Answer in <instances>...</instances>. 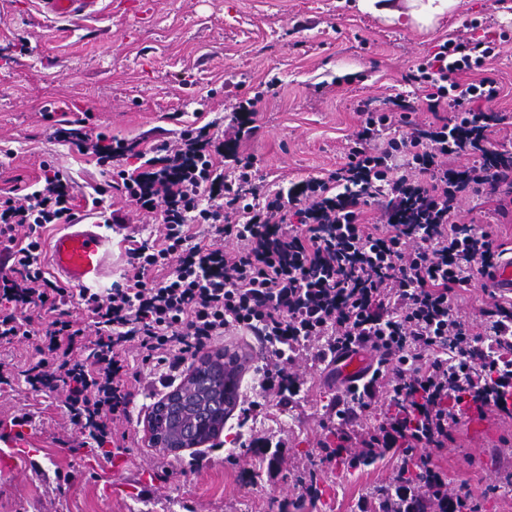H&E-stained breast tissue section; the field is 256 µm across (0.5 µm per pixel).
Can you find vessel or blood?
Returning <instances> with one entry per match:
<instances>
[{
  "label": "vessel or blood",
  "mask_w": 512,
  "mask_h": 512,
  "mask_svg": "<svg viewBox=\"0 0 512 512\" xmlns=\"http://www.w3.org/2000/svg\"><path fill=\"white\" fill-rule=\"evenodd\" d=\"M44 15L58 21L90 19L100 15L101 0H39ZM114 241L101 231L99 222L66 224L50 245V263L56 275L76 288L102 287L112 274ZM371 360L365 351L339 359L336 368L342 379L361 376Z\"/></svg>",
  "instance_id": "obj_1"
}]
</instances>
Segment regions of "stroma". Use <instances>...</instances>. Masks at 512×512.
Masks as SVG:
<instances>
[{
	"label": "stroma",
	"mask_w": 512,
	"mask_h": 512,
	"mask_svg": "<svg viewBox=\"0 0 512 512\" xmlns=\"http://www.w3.org/2000/svg\"><path fill=\"white\" fill-rule=\"evenodd\" d=\"M473 21L475 37L501 43L487 67L502 92L483 109L512 115V0H458L423 30L361 8L359 0H153L146 15L112 0L103 19L72 24L46 20L34 0H0V150L14 153L0 166V190L34 181L48 163L71 175L75 205L86 211L107 177L76 145L57 141L61 121L77 119L81 131L147 147L191 126L225 125L236 101L247 98L258 101L259 133L240 153L253 157L255 177L267 188L336 170L359 103L382 110L395 94L420 95L411 79L416 66ZM460 217L490 225L512 246V194L467 196ZM259 346L240 335L217 345L241 356L248 401L256 398ZM300 370L298 399L263 400L249 420L234 410L216 445L177 455L149 442L148 419L165 389L139 384L131 420L114 430L129 448L117 468L101 459L86 465L96 450L84 447L59 409V393L37 397L16 381L0 391V454L18 459L15 469L0 470V512H356L362 499L376 512L375 492L399 458L359 468L321 463L340 385L318 366L304 362ZM26 414L30 422L13 425ZM485 418V434L459 424L429 463L449 488L466 485L479 512H512V419L491 409ZM249 432L281 441L277 464L239 447L238 435ZM312 470L321 491L314 504L302 497ZM144 474L151 494H108L111 484Z\"/></svg>",
	"instance_id": "obj_1"
}]
</instances>
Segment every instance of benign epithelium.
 Segmentation results:
<instances>
[{
    "label": "benign epithelium",
    "mask_w": 512,
    "mask_h": 512,
    "mask_svg": "<svg viewBox=\"0 0 512 512\" xmlns=\"http://www.w3.org/2000/svg\"><path fill=\"white\" fill-rule=\"evenodd\" d=\"M224 354L201 358L183 385L169 392L150 417V443L177 454L198 448L224 428Z\"/></svg>",
    "instance_id": "7a95c632"
}]
</instances>
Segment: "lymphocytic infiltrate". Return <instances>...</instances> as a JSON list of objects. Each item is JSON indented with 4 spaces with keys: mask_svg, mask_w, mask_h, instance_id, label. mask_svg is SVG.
Returning a JSON list of instances; mask_svg holds the SVG:
<instances>
[{
    "mask_svg": "<svg viewBox=\"0 0 512 512\" xmlns=\"http://www.w3.org/2000/svg\"><path fill=\"white\" fill-rule=\"evenodd\" d=\"M499 52L472 37L438 44L418 67L420 101L398 94L389 111L359 109L345 163L285 191L253 184L252 160L239 154L259 130L251 99L223 135L205 125L145 151L135 140L57 129L59 140L76 139L81 154L111 167L163 233L126 249L124 281L107 295L75 293L41 261L44 231L79 219L73 179L47 165L34 184L0 197V344L35 342L21 371L0 365V386L20 377L32 392L61 393L70 423L107 460L114 422L131 417L129 380L145 373L171 387L188 359L230 333L260 338L259 387L282 404L304 384L292 369L301 353L328 367L367 349L375 362L337 396L336 444L323 446L322 462L355 449L398 455L379 491L382 512H461L468 494L449 493L432 466H411L417 451L447 447L460 412L512 417V298L488 291L477 323L457 311L474 275L491 276L512 252L489 225L459 219L465 192L512 188V159L488 139L491 116L481 108L501 93L482 72ZM420 104L452 116L416 124ZM399 125L404 133L391 136ZM464 155L473 164L459 165ZM374 202L378 222L363 223ZM196 224L210 225L211 238H198ZM76 303L87 321L73 317ZM381 399L387 412L357 430Z\"/></svg>",
    "mask_w": 512,
    "mask_h": 512,
    "instance_id": "1",
    "label": "lymphocytic infiltrate"
}]
</instances>
